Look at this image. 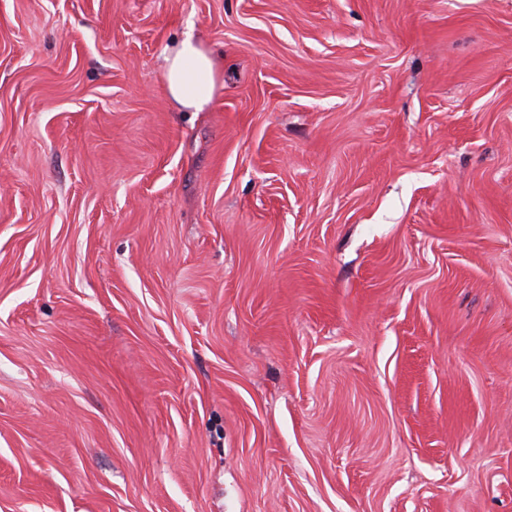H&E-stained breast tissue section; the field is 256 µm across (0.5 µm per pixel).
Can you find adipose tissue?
Segmentation results:
<instances>
[{
  "instance_id": "1",
  "label": "adipose tissue",
  "mask_w": 512,
  "mask_h": 512,
  "mask_svg": "<svg viewBox=\"0 0 512 512\" xmlns=\"http://www.w3.org/2000/svg\"><path fill=\"white\" fill-rule=\"evenodd\" d=\"M163 58L167 95L187 111H203L222 80V71L212 52L188 36L165 48Z\"/></svg>"
}]
</instances>
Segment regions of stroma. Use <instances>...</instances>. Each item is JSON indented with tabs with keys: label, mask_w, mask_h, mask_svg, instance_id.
<instances>
[{
	"label": "stroma",
	"mask_w": 512,
	"mask_h": 512,
	"mask_svg": "<svg viewBox=\"0 0 512 512\" xmlns=\"http://www.w3.org/2000/svg\"><path fill=\"white\" fill-rule=\"evenodd\" d=\"M0 512H512V0H0ZM164 83L168 96L188 112H201L213 100L222 70L213 53L187 36L163 51Z\"/></svg>",
	"instance_id": "obj_1"
}]
</instances>
